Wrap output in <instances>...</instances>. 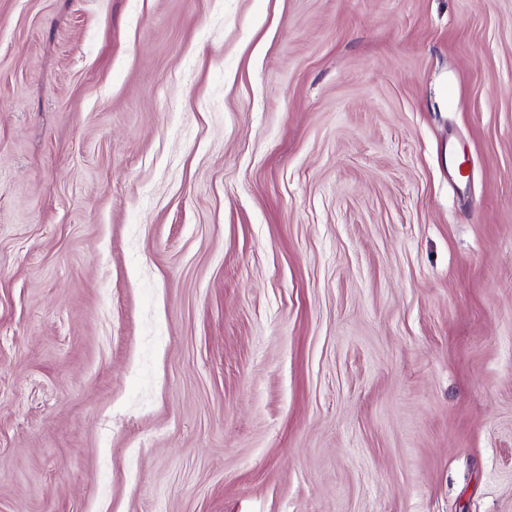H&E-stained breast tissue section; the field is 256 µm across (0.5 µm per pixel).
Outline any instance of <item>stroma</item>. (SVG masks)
<instances>
[{
	"label": "stroma",
	"instance_id": "1",
	"mask_svg": "<svg viewBox=\"0 0 512 512\" xmlns=\"http://www.w3.org/2000/svg\"><path fill=\"white\" fill-rule=\"evenodd\" d=\"M0 512H512V0H0Z\"/></svg>",
	"mask_w": 512,
	"mask_h": 512
}]
</instances>
